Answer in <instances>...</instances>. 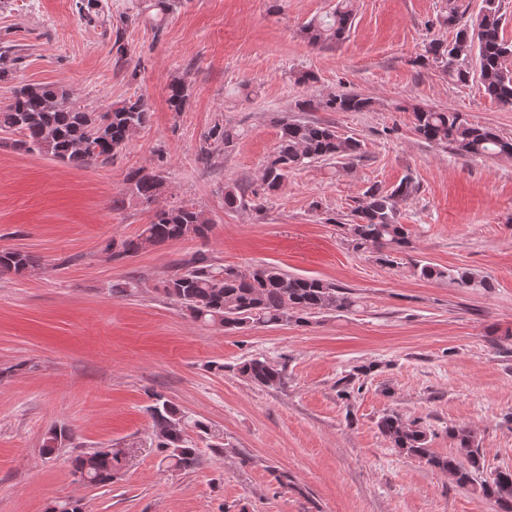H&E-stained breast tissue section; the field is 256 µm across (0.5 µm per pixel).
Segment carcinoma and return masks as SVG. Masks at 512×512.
I'll return each mask as SVG.
<instances>
[{
    "mask_svg": "<svg viewBox=\"0 0 512 512\" xmlns=\"http://www.w3.org/2000/svg\"><path fill=\"white\" fill-rule=\"evenodd\" d=\"M501 0H482L475 17H465L456 0H446L443 24L456 29L454 40L437 38L426 47L427 57L440 65L458 83L470 78L469 61L476 59L479 77L486 93L512 106V43L502 35ZM353 24L349 0H338L336 7L301 29L302 38L311 46L338 43L346 38ZM19 60L14 46L0 47V81L9 79L12 65ZM188 99L186 84L180 80L168 86V103L175 112L184 110ZM303 110L330 112H367L373 101L357 93H342L325 99H306ZM414 131L429 144L449 145L462 157L512 156V138L504 137L488 125L470 123L459 112L414 107ZM150 120L146 99H124L104 112H88L73 94L52 84H23L12 89L9 104L0 108V132L16 136L14 145L27 152L87 168L112 162L129 144L132 135ZM240 137L234 127L215 123L205 140L229 148ZM360 142L342 137L330 126L314 120L281 118L276 152L265 162L260 190L273 194L280 189L288 173L314 160L336 159L350 167L359 157ZM129 200L151 208L162 195L164 179L143 169L127 174ZM415 185L407 179L388 192L378 186L368 188L364 199L347 215L343 223L347 237L358 251L373 249L378 260L392 262L391 253L406 250L411 241L406 227L397 221L396 205L408 198ZM245 191L239 187L224 190V208L246 207ZM212 221L192 206L157 209L141 232L121 241L110 240L106 250L112 257H133L150 248L182 239L206 240ZM40 267L39 259L21 250H0V273L24 276ZM420 277L446 280L459 288L488 290L490 282L468 271L440 268L430 263H415ZM162 293L179 304L196 321L226 332L255 326H278L291 320L306 322L317 314L351 311L358 300L345 289L319 278L302 277L282 269L261 265L249 272L231 266H216L200 257L180 264L163 282ZM238 373L251 383L278 389L284 384L283 370L263 357L245 359L236 365ZM150 406L156 447L165 453L163 460L180 470H193L199 451L187 438L185 416L170 401L154 395ZM380 434L400 454L417 458L426 465L448 474L462 488L474 487L494 502L497 512H512V468L487 470L477 434L467 426L448 428L454 448L446 456L429 448V434L420 423L399 412L388 410L377 421ZM73 435L65 429H51L43 440L51 454L71 444ZM118 452L100 448L77 455L74 474L94 484L112 483L118 469Z\"/></svg>",
    "mask_w": 512,
    "mask_h": 512,
    "instance_id": "carcinoma-1",
    "label": "carcinoma"
}]
</instances>
